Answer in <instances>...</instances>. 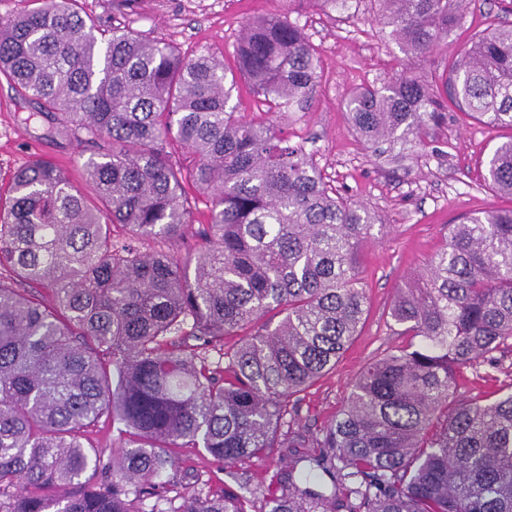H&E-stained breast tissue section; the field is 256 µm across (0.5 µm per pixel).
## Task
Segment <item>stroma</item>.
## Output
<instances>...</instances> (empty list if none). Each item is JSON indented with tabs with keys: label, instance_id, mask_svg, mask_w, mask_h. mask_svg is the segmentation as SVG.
Returning <instances> with one entry per match:
<instances>
[{
	"label": "stroma",
	"instance_id": "stroma-1",
	"mask_svg": "<svg viewBox=\"0 0 512 512\" xmlns=\"http://www.w3.org/2000/svg\"><path fill=\"white\" fill-rule=\"evenodd\" d=\"M499 0H471L465 28L422 58H409L397 40L381 33L373 21L376 0H355L345 13L324 16L302 5L296 18L318 46L321 70L316 93L306 111L279 118L292 141L302 143L337 193L363 204L373 218L361 250L360 278L369 299L364 326L334 370L290 406L285 423L311 432L323 430L342 408L351 384L371 359L400 344L394 336L389 308L400 286L423 271L443 246L449 225L464 216L512 207L484 181L493 149L512 138V130L496 128L449 109L446 122L430 127L422 144L406 146L396 161L378 159L364 150L344 108L361 88L412 73L423 76L436 93L450 64L467 39L489 27L512 24ZM78 11L102 28L123 25L164 40L185 55L205 52L232 63L241 25L247 18L287 11L286 0H77ZM30 100L17 98L0 76V184L39 156L67 171L88 157V145L73 137L48 134L47 123L26 125ZM502 370L490 376L465 375L458 393L466 399L485 397L512 385V353ZM168 472L170 496L204 488L212 495L238 490L248 482L259 493H274L288 468L281 449L269 459L228 468L204 449L184 443L174 449Z\"/></svg>",
	"mask_w": 512,
	"mask_h": 512
}]
</instances>
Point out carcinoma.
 Listing matches in <instances>:
<instances>
[{"mask_svg":"<svg viewBox=\"0 0 512 512\" xmlns=\"http://www.w3.org/2000/svg\"><path fill=\"white\" fill-rule=\"evenodd\" d=\"M309 2L344 13L350 0ZM378 22L423 57L464 27L468 0H375ZM237 71L126 26L100 29L74 0L0 23V74L38 104L27 120L92 147L82 188L36 159L0 192V512H251L257 491L158 493L168 450L189 440L232 465L273 448H321L327 490L293 475L269 512H512V391L482 404L457 378L512 352V208L448 229L424 275L397 289L405 340L353 381L320 433L279 429L365 321L358 277L367 209L336 194L274 123L229 106L237 76L278 115L313 97L320 51L287 15L249 18ZM448 101L512 128V27L474 34ZM366 149L389 156L446 116L420 76L345 102ZM191 158L185 165L176 149ZM484 181L512 197V139ZM209 197L204 247L182 255ZM126 228L122 240L112 226ZM238 341L227 346L224 339ZM224 363L208 361L209 349ZM122 444L103 462L80 434L101 418ZM187 189L188 192L196 198V210L194 215V222L192 223L191 228H189L188 234L186 235L185 239L178 244V248L181 250V253L194 251L197 247V241L192 234V228H197L198 224H205L209 206V202L206 196L199 194L194 190L192 186L187 187Z\"/></svg>","mask_w":512,"mask_h":512,"instance_id":"1","label":"carcinoma"}]
</instances>
